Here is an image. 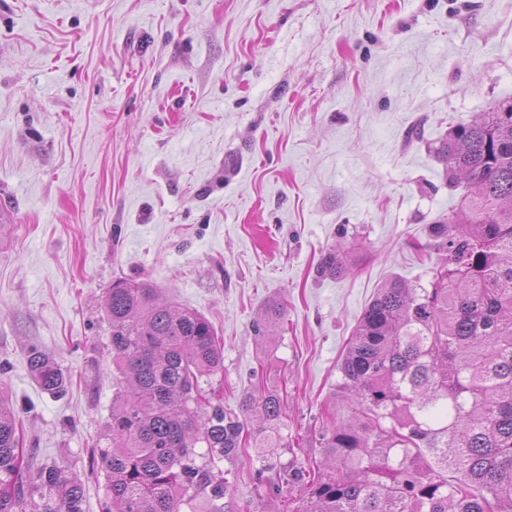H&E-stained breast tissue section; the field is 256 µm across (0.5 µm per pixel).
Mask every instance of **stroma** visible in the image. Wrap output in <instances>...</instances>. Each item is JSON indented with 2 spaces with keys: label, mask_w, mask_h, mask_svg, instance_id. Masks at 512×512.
<instances>
[{
  "label": "stroma",
  "mask_w": 512,
  "mask_h": 512,
  "mask_svg": "<svg viewBox=\"0 0 512 512\" xmlns=\"http://www.w3.org/2000/svg\"><path fill=\"white\" fill-rule=\"evenodd\" d=\"M512 103V0H0V390L33 465L85 480L112 410L104 311L149 280L224 339V407L253 374L284 398L289 445L220 461L225 505L303 496L283 466L315 433L346 343L393 277L428 286L432 225L461 189L434 152ZM353 271L320 276L333 248ZM272 299L284 325L256 341ZM71 378L44 393L25 349Z\"/></svg>",
  "instance_id": "stroma-1"
}]
</instances>
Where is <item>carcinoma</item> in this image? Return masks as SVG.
Instances as JSON below:
<instances>
[{
  "label": "carcinoma",
  "mask_w": 512,
  "mask_h": 512,
  "mask_svg": "<svg viewBox=\"0 0 512 512\" xmlns=\"http://www.w3.org/2000/svg\"><path fill=\"white\" fill-rule=\"evenodd\" d=\"M448 184L465 193L431 227L441 254L427 288L394 277L365 308L342 355L338 403L324 409L323 459L283 467L306 497L289 512H512V112L498 108L451 127L436 149ZM338 250L319 272L339 278ZM112 413L89 471L105 473L100 512H181L187 494L224 498L226 478L196 462L255 448H287L280 395L253 385L242 411L224 410V340L202 314L162 299L149 281L106 292ZM267 302L254 338L284 321ZM29 371L62 395L68 377L36 345ZM22 424L0 391V512H83L85 483L57 465L36 469ZM457 477L448 481V472Z\"/></svg>",
  "instance_id": "cac0c4a2"
}]
</instances>
